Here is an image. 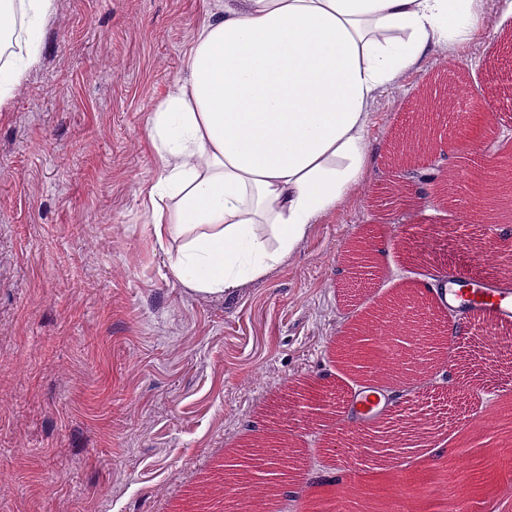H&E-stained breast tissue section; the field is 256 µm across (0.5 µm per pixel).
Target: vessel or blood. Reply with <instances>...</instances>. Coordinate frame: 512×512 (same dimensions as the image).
Listing matches in <instances>:
<instances>
[{
	"label": "vessel or blood",
	"mask_w": 512,
	"mask_h": 512,
	"mask_svg": "<svg viewBox=\"0 0 512 512\" xmlns=\"http://www.w3.org/2000/svg\"><path fill=\"white\" fill-rule=\"evenodd\" d=\"M439 302L451 311L481 317L495 324L512 322V283L452 276L445 280L438 296ZM384 392L369 387L355 392L352 407L363 420L372 421L386 409Z\"/></svg>",
	"instance_id": "obj_1"
}]
</instances>
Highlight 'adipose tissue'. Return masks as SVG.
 <instances>
[{
	"instance_id": "adipose-tissue-1",
	"label": "adipose tissue",
	"mask_w": 512,
	"mask_h": 512,
	"mask_svg": "<svg viewBox=\"0 0 512 512\" xmlns=\"http://www.w3.org/2000/svg\"><path fill=\"white\" fill-rule=\"evenodd\" d=\"M24 57L0 65V105L37 57L54 0H21ZM481 0H224L199 27L187 76L151 118L163 162L158 240L173 276L222 294L262 278L358 184L380 90L444 44L472 40Z\"/></svg>"
}]
</instances>
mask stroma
<instances>
[{
	"instance_id": "35a3bbf8",
	"label": "stroma",
	"mask_w": 512,
	"mask_h": 512,
	"mask_svg": "<svg viewBox=\"0 0 512 512\" xmlns=\"http://www.w3.org/2000/svg\"><path fill=\"white\" fill-rule=\"evenodd\" d=\"M224 0H56L38 57L0 106V512H189L208 498L286 389L336 387L335 411L289 406L272 433L301 456L288 512H301L316 477L405 500L408 512H448L437 481L452 462L475 505L512 512V468L489 469L512 421V344L505 327L449 335L438 364L465 374L450 395L415 374L442 454L421 450L378 468L346 464L327 442L360 431L348 407L361 380L343 373L334 344L383 299L432 302L433 276L504 277L491 241L501 225L472 185L496 150L512 146V15L483 0L475 37L438 50L371 105L373 159L336 209L260 279L225 294L197 293L169 269L146 197L162 169L150 118L185 77L206 10ZM469 94L439 125L418 122L426 97ZM437 142L451 170L447 196L402 210L380 202L394 144ZM370 235L374 266L348 281L346 243Z\"/></svg>"
}]
</instances>
